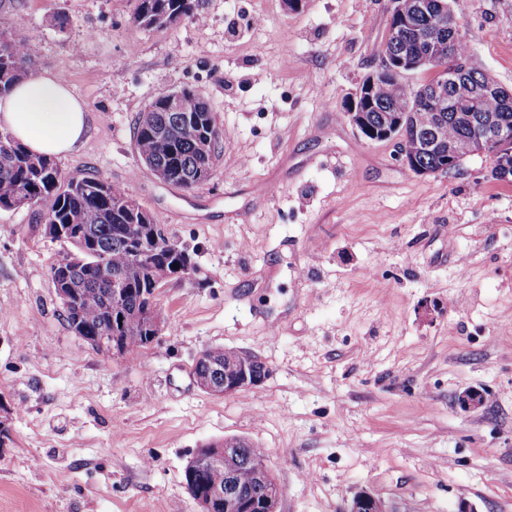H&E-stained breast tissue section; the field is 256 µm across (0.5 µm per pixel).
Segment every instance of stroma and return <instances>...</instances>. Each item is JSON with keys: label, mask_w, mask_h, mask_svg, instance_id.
<instances>
[{"label": "stroma", "mask_w": 512, "mask_h": 512, "mask_svg": "<svg viewBox=\"0 0 512 512\" xmlns=\"http://www.w3.org/2000/svg\"><path fill=\"white\" fill-rule=\"evenodd\" d=\"M135 6L0 0L87 106L64 175L125 190L196 267L157 288L159 339L111 359L64 319L50 270L70 246L47 204L0 208V512H197L184 467L227 436L264 449L279 512H347L361 491L389 512H512V182L484 154L414 175L349 123L389 0H201L205 24L173 28ZM451 8L472 64L512 91V0ZM185 88L222 130L191 190L134 145L139 113ZM210 346L267 379L204 393L191 367ZM468 388L480 408L459 406Z\"/></svg>", "instance_id": "1"}]
</instances>
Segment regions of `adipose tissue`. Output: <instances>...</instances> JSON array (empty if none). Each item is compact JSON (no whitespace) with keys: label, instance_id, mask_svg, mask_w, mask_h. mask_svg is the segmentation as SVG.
<instances>
[{"label":"adipose tissue","instance_id":"adipose-tissue-1","mask_svg":"<svg viewBox=\"0 0 512 512\" xmlns=\"http://www.w3.org/2000/svg\"><path fill=\"white\" fill-rule=\"evenodd\" d=\"M0 129L32 153L60 157L83 139L87 107L60 75L45 71L0 96Z\"/></svg>","mask_w":512,"mask_h":512}]
</instances>
